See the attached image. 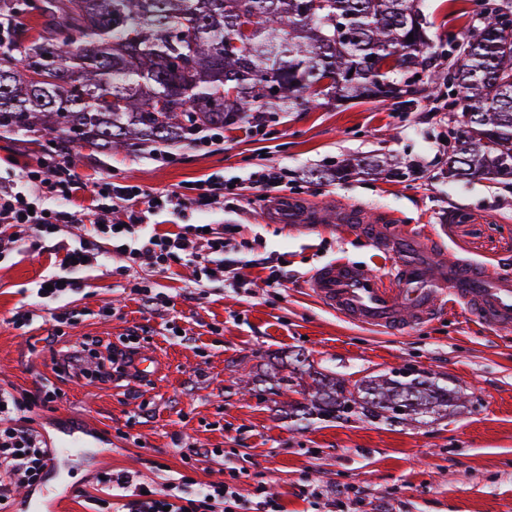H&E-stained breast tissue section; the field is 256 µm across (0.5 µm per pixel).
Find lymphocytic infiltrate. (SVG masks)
<instances>
[{
	"mask_svg": "<svg viewBox=\"0 0 512 512\" xmlns=\"http://www.w3.org/2000/svg\"><path fill=\"white\" fill-rule=\"evenodd\" d=\"M82 187L66 161L44 163L23 171L19 182H0V254L19 249L38 253L62 226L72 223L69 211L58 209ZM93 239L81 240L66 248L57 271L39 282L38 295L63 296L77 292L76 269L116 254L127 259H149L157 271L171 264L194 266L198 277L223 278L229 287L239 288L245 280L239 274L240 258L235 255L237 227L225 225L223 233L191 232L158 234L145 223L157 211L178 212V195L143 197L132 184L101 178L94 191ZM61 393L56 387H41L26 394L0 387V512H13L14 493L39 485L51 467L50 453L41 434L28 427L34 408L49 407ZM243 472L228 467L225 480L200 485L192 494L182 495L178 483L159 490L129 470H108L100 482L102 495L86 497L90 512H240L241 495L237 483Z\"/></svg>",
	"mask_w": 512,
	"mask_h": 512,
	"instance_id": "f902f5d3",
	"label": "lymphocytic infiltrate"
}]
</instances>
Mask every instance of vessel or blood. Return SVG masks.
Masks as SVG:
<instances>
[{"label":"vessel or blood","mask_w":512,"mask_h":512,"mask_svg":"<svg viewBox=\"0 0 512 512\" xmlns=\"http://www.w3.org/2000/svg\"><path fill=\"white\" fill-rule=\"evenodd\" d=\"M267 217L277 224L309 229L322 223L323 212L304 201L281 197ZM340 224L356 225L359 233L394 259L393 274L384 277L346 260L333 261L308 278L312 293L351 322L398 334L424 324L446 309H459L490 328H512V273L453 259L427 239L388 229L386 219L354 207L336 210ZM161 359L137 354L128 371L152 379L161 373Z\"/></svg>","instance_id":"obj_1"}]
</instances>
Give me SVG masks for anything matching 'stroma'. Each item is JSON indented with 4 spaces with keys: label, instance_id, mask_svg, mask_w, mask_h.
<instances>
[{
    "label": "stroma",
    "instance_id": "35a3bbf8",
    "mask_svg": "<svg viewBox=\"0 0 512 512\" xmlns=\"http://www.w3.org/2000/svg\"><path fill=\"white\" fill-rule=\"evenodd\" d=\"M432 39L429 62L439 83L422 80L411 105L373 101L298 108L279 113L264 134L224 132L221 145L196 143L122 149L109 153L72 147L67 158L84 188L63 205L81 219L59 238L74 245L95 230L84 216L99 178L128 181L143 193L181 194L187 207L150 219L158 233L189 224L214 230L238 225L243 251L285 265L278 288L233 289L222 279L197 282L192 268L155 272L138 260L125 274L104 260L81 274V287L56 301L34 294L58 264L49 251H22L0 260V386L32 391L49 383L62 396L31 413L47 441L63 444L75 429L89 431L81 451L61 457L33 496L58 497L57 512H84L82 495L98 472L139 471L156 487L187 475L197 483L223 479L226 465L245 472L238 485L246 512H257L264 485L282 512H336V486L359 490L358 512H512V332L487 328L459 311L393 335L352 324L319 303L307 287L316 268L344 259L385 275L391 261L336 221L337 207L355 206L387 216L390 225L436 237L451 254L490 266L512 259V182L448 175L449 36L479 25L475 0H419ZM54 146L34 136L0 132V180L54 157ZM378 158L406 177L355 173L316 179L348 159ZM295 171L289 197L323 209L322 226L304 230L265 219L268 199L244 188L237 200L196 207L190 185L210 176L243 177L258 165ZM150 282L170 308L145 309L132 285ZM32 310L29 327L12 322ZM71 321L54 344L46 337L53 313ZM179 335H171V328ZM140 330L138 350L157 352L164 370L153 381L115 380L59 373L54 359L70 345L100 340L125 345ZM302 353L315 370L349 381L410 365L439 375L467 396L464 407L438 418L390 426L377 422L311 418L296 428L288 416L292 392L278 391L268 375L287 370ZM209 449L206 457L196 456Z\"/></svg>",
    "mask_w": 512,
    "mask_h": 512
}]
</instances>
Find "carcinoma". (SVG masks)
Masks as SVG:
<instances>
[{"instance_id":"obj_1","label":"carcinoma","mask_w":512,"mask_h":512,"mask_svg":"<svg viewBox=\"0 0 512 512\" xmlns=\"http://www.w3.org/2000/svg\"><path fill=\"white\" fill-rule=\"evenodd\" d=\"M19 2L0 0V131L36 133L57 146H175L204 129L235 128L253 112L272 120L321 100L403 99L415 76L429 72L430 36L415 0H43L53 26L34 38L25 36ZM242 11L255 18L251 46L226 56ZM509 16L504 4L485 8L476 33L455 43L448 86L458 90L455 122L468 137L448 154L453 178L502 179L503 163L512 162ZM393 55L383 69L363 66ZM47 68L51 80H30ZM220 92L224 103L211 107ZM305 373L273 379L294 393ZM312 382L310 401L290 404L297 424L314 415L405 424L464 399L415 369L352 384L317 372Z\"/></svg>"}]
</instances>
